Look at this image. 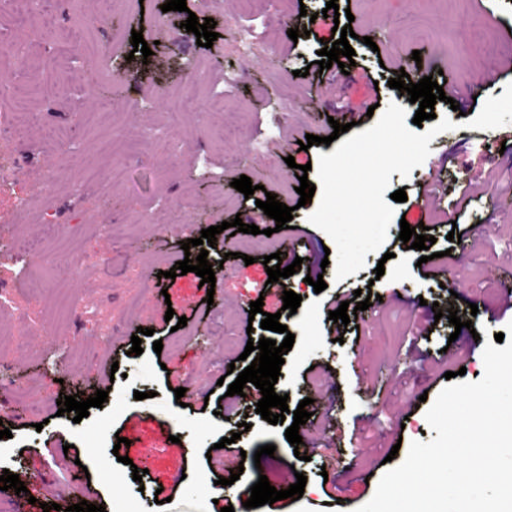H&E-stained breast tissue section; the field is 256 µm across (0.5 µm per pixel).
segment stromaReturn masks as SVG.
<instances>
[{
  "instance_id": "obj_1",
  "label": "stroma",
  "mask_w": 512,
  "mask_h": 512,
  "mask_svg": "<svg viewBox=\"0 0 512 512\" xmlns=\"http://www.w3.org/2000/svg\"><path fill=\"white\" fill-rule=\"evenodd\" d=\"M166 0H50L48 25L30 19L23 0L0 9V39L26 47L30 72L15 74L0 64V113L12 116L9 149L18 162L13 181L27 187L30 204L19 208L0 190V287L11 304L0 310V424L10 437L0 439V470L27 477L40 471L45 480L66 484L86 476L88 500L105 512H220L222 501L246 492L259 476L276 485L293 473L307 478L300 499L279 501L276 512H357L373 497L387 468L385 457L402 463L412 441H429L435 433L425 419L430 399L446 387L443 371L431 360L454 354L451 371L464 381L484 374L483 342L473 331L504 332L512 309L498 301L512 293V124L492 130L462 127L448 104L434 106L437 118H449L454 130L436 136L430 154L409 177L392 174L391 190L402 189L406 201L395 203V222L382 252L371 253L366 266L336 280L335 264L320 266L318 246L333 240L308 217L316 202L300 204L296 188L301 165L317 182L314 168L326 145L301 150L307 135L329 136L330 116L338 107L362 114L355 132L376 122L369 106L397 103L408 113L416 107L388 85L399 73L436 64L437 83L453 82L472 91L473 112L489 97L501 96L512 83V41L501 36L502 22L512 21V0H336L351 24L355 64L319 69L317 53L336 37L328 20H312L327 0H186V11L162 12ZM108 12L106 25L91 28L88 17ZM211 18L218 35L212 47L185 42L181 21L189 15ZM253 27L254 46L237 48L240 26ZM151 29V56L132 51L131 34ZM299 30L290 39L289 30ZM378 42V50L362 42ZM192 54L205 81L181 70L179 50ZM51 61L50 71L40 68ZM227 90L223 109L210 104L213 92ZM65 128L72 139L55 142L52 132ZM224 143H213L214 131ZM295 167H288L287 157ZM483 161L491 172L463 218L491 231L476 240L448 241V217L424 212L431 191L429 172L441 164V184L448 199L474 173L467 160ZM53 169L56 180L44 187L42 174ZM94 170L111 172L108 181L90 180ZM250 178L256 190L245 198L233 179ZM277 194L293 209V227L285 233L258 208L266 193ZM271 229L265 248L256 237L222 230L207 259L222 264L224 285L206 305L195 286V273L168 278L175 262L198 256L181 241L200 237L203 229L234 218ZM424 223L435 242L439 272L422 277L421 251L400 240L401 222ZM290 239L282 249V239ZM38 241L54 255L55 266H38L35 257H19L20 246ZM280 253L283 265L301 259L297 273L282 279L283 290L301 294L293 315H281L295 336L285 354L277 394L288 408L310 399L311 417L301 433L318 434L322 445L310 461L295 457L285 437L292 418L273 425L256 412V398H236L235 412L218 414L225 389L219 386L231 361L248 339L266 332L239 317L260 296L268 279L265 254ZM253 264H245L244 256ZM385 273L375 276L376 266ZM322 276L326 288L314 292L306 276ZM378 300L351 315L349 324L331 321L330 298L353 301L358 289ZM174 300L175 316L187 324L154 321L150 308L162 296ZM79 311H69L67 297ZM434 321L420 343L431 358L419 361L407 339L417 308ZM457 309L471 328L455 330L444 312ZM154 329L143 337L141 355H132L131 337L138 327ZM206 335L205 346L196 339ZM161 352H154V340ZM207 393L208 402L178 405L175 378ZM97 384L108 393L102 407L74 421L59 414L60 395L71 396ZM144 399H134V392ZM248 432H240L241 422ZM142 423L145 452L155 469L133 481L130 466L113 453L118 433ZM235 437L247 459L234 484L222 487L219 469L207 454L222 438ZM275 445L273 456L254 461L256 450ZM167 501L155 503L156 494Z\"/></svg>"
}]
</instances>
